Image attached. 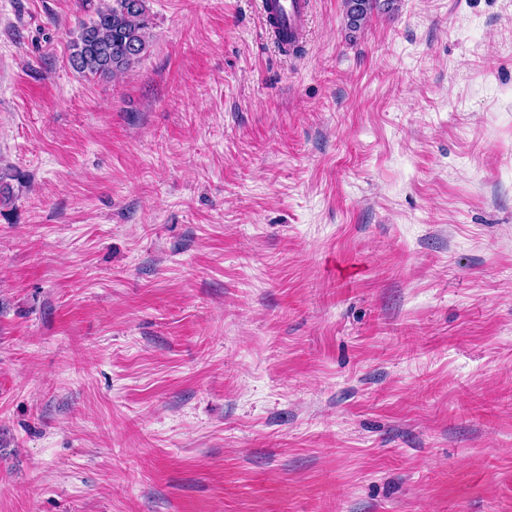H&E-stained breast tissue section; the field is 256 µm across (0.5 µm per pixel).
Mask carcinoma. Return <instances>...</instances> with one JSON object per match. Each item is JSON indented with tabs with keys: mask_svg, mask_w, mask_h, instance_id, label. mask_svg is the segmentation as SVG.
Masks as SVG:
<instances>
[{
	"mask_svg": "<svg viewBox=\"0 0 512 512\" xmlns=\"http://www.w3.org/2000/svg\"><path fill=\"white\" fill-rule=\"evenodd\" d=\"M147 0H100L95 16L72 40L71 64L92 76L116 75L140 60L149 47ZM378 0H346L349 26L367 20Z\"/></svg>",
	"mask_w": 512,
	"mask_h": 512,
	"instance_id": "cac0c4a2",
	"label": "carcinoma"
}]
</instances>
